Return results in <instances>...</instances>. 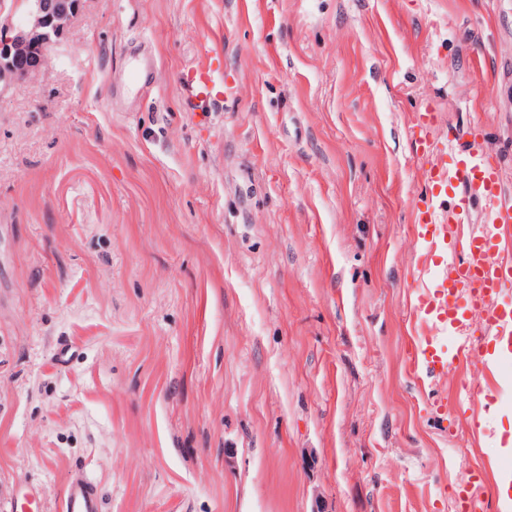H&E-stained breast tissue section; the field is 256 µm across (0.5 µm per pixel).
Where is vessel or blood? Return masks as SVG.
Instances as JSON below:
<instances>
[{
	"label": "vessel or blood",
	"mask_w": 512,
	"mask_h": 512,
	"mask_svg": "<svg viewBox=\"0 0 512 512\" xmlns=\"http://www.w3.org/2000/svg\"><path fill=\"white\" fill-rule=\"evenodd\" d=\"M181 83L193 107L211 111L220 94L222 77L210 65L184 73ZM439 115L417 113L407 135L421 154H435L427 170L431 201L417 207L415 224L427 244V259L420 271L428 281L414 296V310L430 331L421 350L422 363L429 372L447 371L448 360L434 344L435 334L448 325L465 326L479 317L486 329L504 338L512 336V308L500 306L497 298L505 281L512 279V244L504 241L500 229L512 223V209L500 207L487 214L489 229L480 234L463 232L476 202L492 201L501 194L498 169L486 164L481 154L436 155L431 137ZM461 259L449 262V251ZM498 262H490V255ZM480 473H471L455 491L458 512H481L483 500ZM96 487L84 473L71 476L64 496L63 512H99Z\"/></svg>",
	"instance_id": "vessel-or-blood-1"
}]
</instances>
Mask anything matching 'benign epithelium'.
Instances as JSON below:
<instances>
[{
    "label": "benign epithelium",
    "instance_id": "obj_1",
    "mask_svg": "<svg viewBox=\"0 0 512 512\" xmlns=\"http://www.w3.org/2000/svg\"><path fill=\"white\" fill-rule=\"evenodd\" d=\"M82 0H27L22 22L0 21V90L47 67L53 46L67 35Z\"/></svg>",
    "mask_w": 512,
    "mask_h": 512
}]
</instances>
